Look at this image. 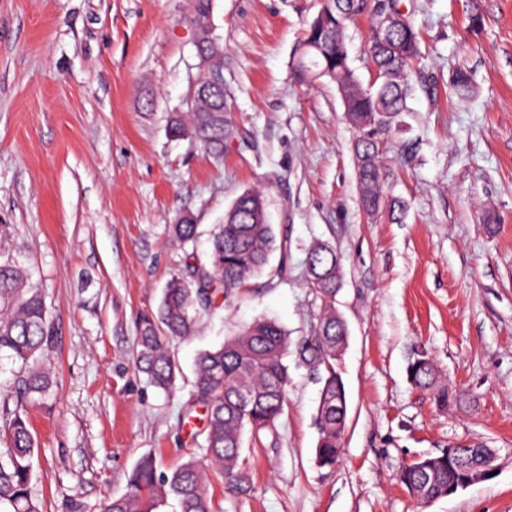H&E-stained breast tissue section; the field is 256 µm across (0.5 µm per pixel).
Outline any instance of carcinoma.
<instances>
[{"label":"carcinoma","mask_w":512,"mask_h":512,"mask_svg":"<svg viewBox=\"0 0 512 512\" xmlns=\"http://www.w3.org/2000/svg\"><path fill=\"white\" fill-rule=\"evenodd\" d=\"M398 7V0H325L321 14L307 24L293 54V74L298 82L310 84L325 76L338 87L346 118L358 131V195L368 214L384 207L375 133L408 111L410 76L419 56L420 34L411 17ZM387 11L392 13L393 24L384 35L378 30V21ZM364 13L372 16L365 46L377 73L375 82L366 87L350 65L346 42L349 24ZM222 61L221 52L208 57L207 69L199 75L205 100L187 109L185 116L171 118L169 124L172 136L188 139L215 159L224 156V142L239 136L229 117L224 84L212 82L213 74L222 71ZM450 85L456 94L468 97L474 87L472 71L455 68ZM169 233L184 253L182 268L166 283L157 311L142 316L135 336L138 370L165 392L175 387L179 374L168 351L169 340L191 335L203 315L218 308L219 300L236 296L250 279L266 271L281 276L288 265L287 246H275L265 199L256 190L243 191L224 212V221L210 234L207 263L196 256L199 232L192 214L169 225ZM276 248L281 261L270 270V256ZM305 265L309 288L320 300L321 311L314 335L299 343L295 351L302 363L317 364L321 389L315 414L316 463L333 468L340 457L348 415L344 385L336 369V349L345 345L348 328L336 317L340 280L336 252L315 243L307 251ZM51 341L42 292L30 282L23 267L0 262V358L27 364ZM291 345L281 324L259 317L226 337L220 346L199 352L192 381L195 406L185 412L184 419L193 420L196 407L203 408L202 456H191L169 471L160 470L150 456L141 458L128 476L127 493L107 501L102 512H160L170 499L176 501L179 512H213L210 471L224 479L228 490L247 492L249 478L241 465L244 436L260 444L265 433L276 430L287 405L285 358ZM408 375L415 387L432 392L438 407L445 409L457 401V396L440 384L432 361L411 362ZM50 389L49 374L34 367L21 380L16 401L9 397L0 400V512H41L31 492L38 442L24 402L34 404L48 396ZM482 462V449L473 444L451 458L442 453L413 459L402 466L399 481L408 491L416 492L419 503L428 504L447 496L449 483Z\"/></svg>","instance_id":"cac0c4a2"}]
</instances>
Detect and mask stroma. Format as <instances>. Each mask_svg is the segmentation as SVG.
<instances>
[{
  "mask_svg": "<svg viewBox=\"0 0 512 512\" xmlns=\"http://www.w3.org/2000/svg\"><path fill=\"white\" fill-rule=\"evenodd\" d=\"M193 3L0 0V261L28 269L53 334L39 359L51 397L28 408L43 512H100L142 457L167 470L197 454L203 436L180 423L196 353L260 316L312 335L318 241L336 251L349 329L340 460L315 463L317 374L288 354L277 428L242 452L251 489L211 478L215 512H512V0H400L422 57L408 112L376 140L384 197L403 210L373 216L335 84L291 78L322 0H211L240 135L218 160L169 136L198 75ZM460 65L468 98L449 83ZM248 188L268 198L288 272L172 340L183 376L163 392L136 368L135 336L183 261L167 227L190 211L209 231ZM419 352L457 405L410 382ZM473 442L496 451L490 479L428 505L399 483L404 463Z\"/></svg>",
  "mask_w": 512,
  "mask_h": 512,
  "instance_id": "1",
  "label": "stroma"
}]
</instances>
